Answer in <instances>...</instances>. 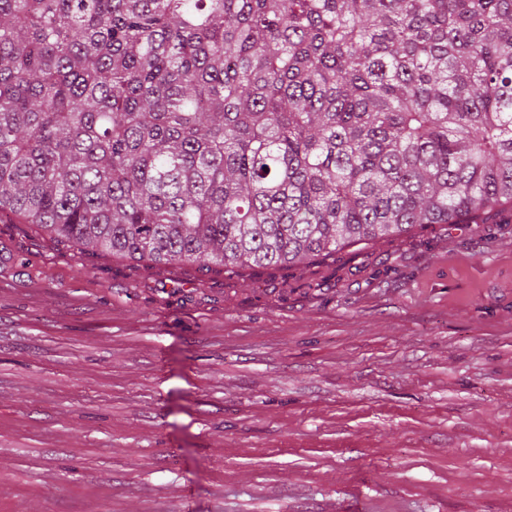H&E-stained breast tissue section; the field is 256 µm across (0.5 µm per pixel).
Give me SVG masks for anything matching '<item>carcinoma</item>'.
I'll list each match as a JSON object with an SVG mask.
<instances>
[{"label": "carcinoma", "mask_w": 512, "mask_h": 512, "mask_svg": "<svg viewBox=\"0 0 512 512\" xmlns=\"http://www.w3.org/2000/svg\"><path fill=\"white\" fill-rule=\"evenodd\" d=\"M512 207V0H0V216L232 274Z\"/></svg>", "instance_id": "carcinoma-1"}]
</instances>
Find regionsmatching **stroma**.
Here are the masks:
<instances>
[{"label": "stroma", "instance_id": "1", "mask_svg": "<svg viewBox=\"0 0 512 512\" xmlns=\"http://www.w3.org/2000/svg\"><path fill=\"white\" fill-rule=\"evenodd\" d=\"M0 512H512V209L230 275L0 217Z\"/></svg>", "mask_w": 512, "mask_h": 512}]
</instances>
